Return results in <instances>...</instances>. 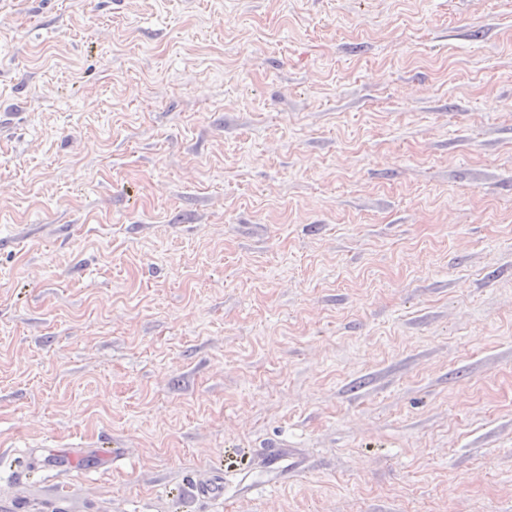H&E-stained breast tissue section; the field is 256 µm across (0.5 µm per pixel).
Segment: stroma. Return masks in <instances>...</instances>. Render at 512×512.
<instances>
[{
  "label": "stroma",
  "mask_w": 512,
  "mask_h": 512,
  "mask_svg": "<svg viewBox=\"0 0 512 512\" xmlns=\"http://www.w3.org/2000/svg\"><path fill=\"white\" fill-rule=\"evenodd\" d=\"M62 487L512 512V0H0V500Z\"/></svg>",
  "instance_id": "35a3bbf8"
}]
</instances>
